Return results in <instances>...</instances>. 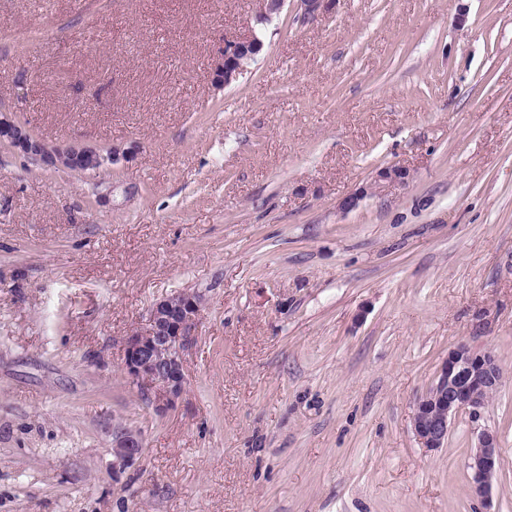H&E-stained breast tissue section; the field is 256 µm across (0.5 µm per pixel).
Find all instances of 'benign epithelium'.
Listing matches in <instances>:
<instances>
[{
	"label": "benign epithelium",
	"instance_id": "obj_1",
	"mask_svg": "<svg viewBox=\"0 0 512 512\" xmlns=\"http://www.w3.org/2000/svg\"><path fill=\"white\" fill-rule=\"evenodd\" d=\"M285 2L261 0L257 18H273L282 11ZM298 2L302 18L309 21L333 10L337 0ZM261 49L254 34L224 41L214 71L215 83L227 86L236 80L244 72L243 60ZM0 141L25 160L49 170H67L80 155L110 169L133 161L140 152L135 143L128 147L114 146L105 155L91 145L50 144L34 135L13 113L5 111L0 113ZM409 178L410 171L402 165L380 168L373 182L347 197L342 208H355L378 188L403 187ZM203 302L204 296L198 291L165 296L152 304L147 328L126 339L122 366L125 376L135 385H152L158 392L162 410L173 408L185 389L184 352L195 340ZM502 380V367L492 352L476 351L466 344L448 349L435 379L413 409L411 426L418 442L431 451L444 447L452 420L462 412L468 413L473 422H478ZM143 447L141 432L128 428L116 430L112 437V470L119 472L133 466L141 458ZM501 456L498 433L493 429L478 428L467 464L472 497L489 500Z\"/></svg>",
	"mask_w": 512,
	"mask_h": 512
}]
</instances>
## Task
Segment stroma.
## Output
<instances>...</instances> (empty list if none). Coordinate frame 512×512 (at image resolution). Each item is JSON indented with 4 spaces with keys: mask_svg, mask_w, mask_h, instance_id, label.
Here are the masks:
<instances>
[{
    "mask_svg": "<svg viewBox=\"0 0 512 512\" xmlns=\"http://www.w3.org/2000/svg\"><path fill=\"white\" fill-rule=\"evenodd\" d=\"M0 0V110L49 143L141 148L96 175L0 144V512H512V0ZM403 188L342 209L377 169ZM201 291L158 410L124 344ZM493 351L479 422L422 448L450 347ZM502 458L471 497L475 426ZM142 432L112 471V432ZM259 42L255 30L247 38L225 40L214 71L215 83L218 86H227L243 74L245 70L243 60L261 51L262 45Z\"/></svg>",
    "mask_w": 512,
    "mask_h": 512,
    "instance_id": "35a3bbf8",
    "label": "stroma"
}]
</instances>
